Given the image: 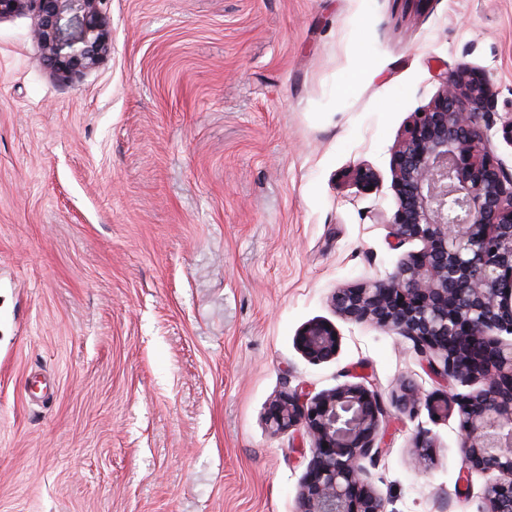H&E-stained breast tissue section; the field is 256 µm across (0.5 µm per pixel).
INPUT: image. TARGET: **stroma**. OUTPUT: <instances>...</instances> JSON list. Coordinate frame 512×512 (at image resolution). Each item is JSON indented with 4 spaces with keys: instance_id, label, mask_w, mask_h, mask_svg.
Returning a JSON list of instances; mask_svg holds the SVG:
<instances>
[{
    "instance_id": "1",
    "label": "stroma",
    "mask_w": 512,
    "mask_h": 512,
    "mask_svg": "<svg viewBox=\"0 0 512 512\" xmlns=\"http://www.w3.org/2000/svg\"><path fill=\"white\" fill-rule=\"evenodd\" d=\"M106 9L110 54L69 80L31 14L0 20V512H297L313 440L269 428L280 394L478 388L333 299L419 250L390 245L393 151L459 63L496 92L512 173V0ZM313 320L340 337L317 365L295 344ZM382 429L386 512H486L498 475L460 481L456 416Z\"/></svg>"
}]
</instances>
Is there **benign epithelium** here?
<instances>
[{
	"label": "benign epithelium",
	"instance_id": "obj_1",
	"mask_svg": "<svg viewBox=\"0 0 512 512\" xmlns=\"http://www.w3.org/2000/svg\"><path fill=\"white\" fill-rule=\"evenodd\" d=\"M105 0H0V19L35 18L41 64L68 80L99 66L112 48ZM492 88L469 76L466 63L445 78L416 116L392 159L397 208L389 221L398 249L408 253L385 280L336 291V314L352 324L390 330L412 344L430 371L450 381L476 378L468 395L438 393L421 401L403 385L391 406L434 417L456 413L465 469L496 472L486 487L488 512H512V174L493 160L480 127ZM297 348L314 364L332 359L336 327L312 321ZM388 409L375 391L345 383L315 396L297 389L276 398L266 417L279 432L303 428L314 440L298 512H385L370 489L365 460L386 450ZM428 433L416 437L419 466L430 460Z\"/></svg>",
	"mask_w": 512,
	"mask_h": 512
}]
</instances>
